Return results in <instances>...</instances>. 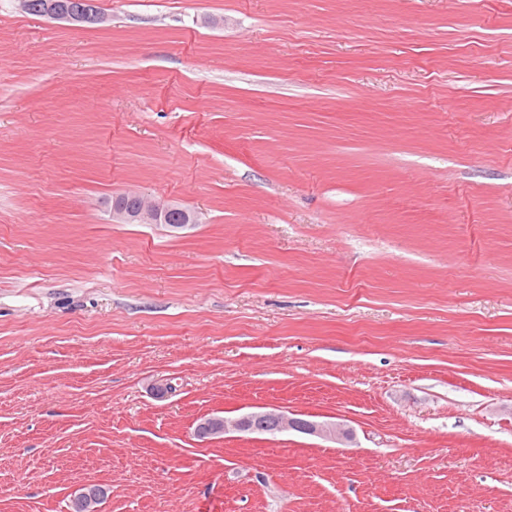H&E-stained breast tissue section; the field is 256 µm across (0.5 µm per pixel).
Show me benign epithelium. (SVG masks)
<instances>
[{
    "mask_svg": "<svg viewBox=\"0 0 512 512\" xmlns=\"http://www.w3.org/2000/svg\"><path fill=\"white\" fill-rule=\"evenodd\" d=\"M111 219L116 224H162L173 231H182L201 223L198 212L174 202L158 203L142 194H130L123 201L113 204ZM273 420L278 434L299 432L334 442H350L351 429L332 422H318L296 417L277 409H265L236 417L213 416L204 419L203 437L229 432L263 433L265 421Z\"/></svg>",
    "mask_w": 512,
    "mask_h": 512,
    "instance_id": "obj_1",
    "label": "benign epithelium"
}]
</instances>
